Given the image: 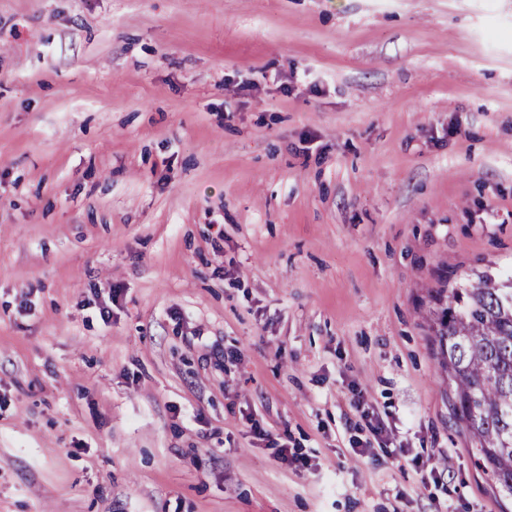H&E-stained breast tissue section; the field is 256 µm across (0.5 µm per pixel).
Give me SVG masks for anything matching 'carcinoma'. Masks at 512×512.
Wrapping results in <instances>:
<instances>
[{"label": "carcinoma", "mask_w": 512, "mask_h": 512, "mask_svg": "<svg viewBox=\"0 0 512 512\" xmlns=\"http://www.w3.org/2000/svg\"><path fill=\"white\" fill-rule=\"evenodd\" d=\"M433 332L448 402L468 434L476 469L512 496V273L441 290Z\"/></svg>", "instance_id": "cac0c4a2"}]
</instances>
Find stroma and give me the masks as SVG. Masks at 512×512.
<instances>
[{
    "label": "stroma",
    "instance_id": "35a3bbf8",
    "mask_svg": "<svg viewBox=\"0 0 512 512\" xmlns=\"http://www.w3.org/2000/svg\"><path fill=\"white\" fill-rule=\"evenodd\" d=\"M510 270L512 0H0V512H512L431 330Z\"/></svg>",
    "mask_w": 512,
    "mask_h": 512
}]
</instances>
